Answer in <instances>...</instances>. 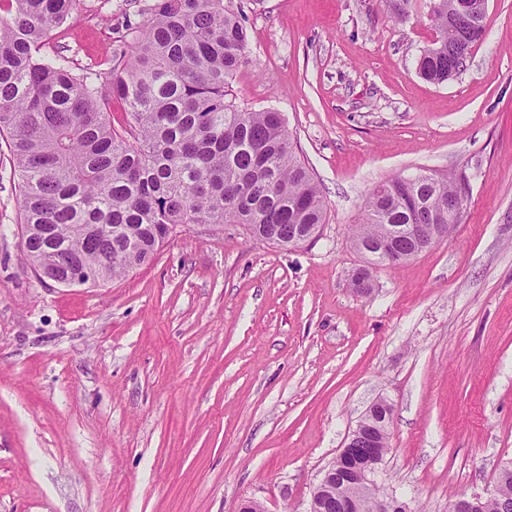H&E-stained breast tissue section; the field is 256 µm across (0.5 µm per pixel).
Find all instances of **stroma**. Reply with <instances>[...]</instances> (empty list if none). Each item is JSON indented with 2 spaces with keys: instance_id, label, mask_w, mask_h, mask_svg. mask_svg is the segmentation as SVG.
Instances as JSON below:
<instances>
[{
  "instance_id": "35a3bbf8",
  "label": "stroma",
  "mask_w": 512,
  "mask_h": 512,
  "mask_svg": "<svg viewBox=\"0 0 512 512\" xmlns=\"http://www.w3.org/2000/svg\"><path fill=\"white\" fill-rule=\"evenodd\" d=\"M153 0H81L52 43L80 67L123 50ZM433 0H230L248 34L231 86L274 109L326 206L289 250L178 228L100 283L40 280L0 138V512H307L369 406H392L380 484L409 512L487 494L512 462V0H488L466 70L417 71ZM466 170L452 233L351 286L375 186Z\"/></svg>"
}]
</instances>
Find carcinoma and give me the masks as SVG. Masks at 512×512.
Here are the masks:
<instances>
[{
  "mask_svg": "<svg viewBox=\"0 0 512 512\" xmlns=\"http://www.w3.org/2000/svg\"><path fill=\"white\" fill-rule=\"evenodd\" d=\"M469 15L434 0L433 46L419 74L443 83L466 65L485 30L486 0ZM79 0H0V132L9 137L22 194L29 261L108 281L147 262L179 226L242 224L282 248L298 234L316 237L327 210L318 184L298 159L285 119L226 101L229 80L246 61L247 30L224 0H154L146 23L126 24L132 55L104 68H79L53 30ZM120 105L125 117L112 122ZM454 174L395 176L369 195L354 225L370 266L380 242L410 259L418 240L395 227L434 225L448 236ZM484 512H512V467L499 471Z\"/></svg>",
  "mask_w": 512,
  "mask_h": 512,
  "instance_id": "carcinoma-1",
  "label": "carcinoma"
}]
</instances>
